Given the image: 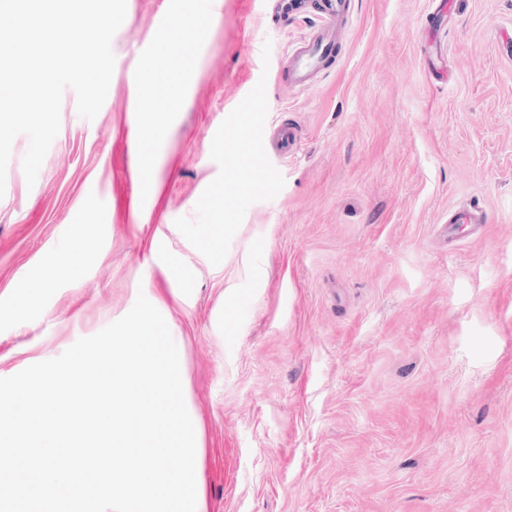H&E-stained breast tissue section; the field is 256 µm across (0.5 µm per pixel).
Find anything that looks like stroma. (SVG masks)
<instances>
[{
	"label": "stroma",
	"mask_w": 512,
	"mask_h": 512,
	"mask_svg": "<svg viewBox=\"0 0 512 512\" xmlns=\"http://www.w3.org/2000/svg\"><path fill=\"white\" fill-rule=\"evenodd\" d=\"M306 2L286 23L272 0H183L206 26L183 69L169 0H127L95 119L65 91L32 186L13 142L0 298L74 241L100 257L0 321V373L150 286L182 339L207 512H512V0H455L434 30L433 0H352L334 63L300 90L280 70L317 22ZM172 89L145 138L140 108ZM463 206L480 234L449 228Z\"/></svg>",
	"instance_id": "obj_1"
}]
</instances>
